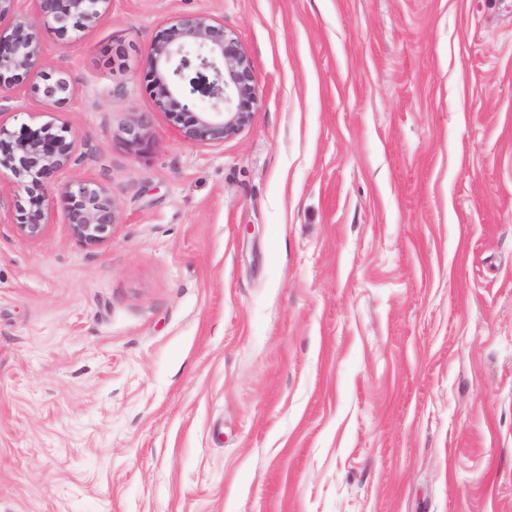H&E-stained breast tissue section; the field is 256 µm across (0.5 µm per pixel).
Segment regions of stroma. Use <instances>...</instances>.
<instances>
[{
	"instance_id": "stroma-1",
	"label": "stroma",
	"mask_w": 512,
	"mask_h": 512,
	"mask_svg": "<svg viewBox=\"0 0 512 512\" xmlns=\"http://www.w3.org/2000/svg\"><path fill=\"white\" fill-rule=\"evenodd\" d=\"M184 14L258 82L220 145L147 87ZM22 18L77 97L16 86L0 126L75 155L35 239L0 170V512H512V0H112L66 47ZM61 189L72 235L86 246H97L110 239L115 211L108 190L94 181H72Z\"/></svg>"
}]
</instances>
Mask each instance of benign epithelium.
Here are the masks:
<instances>
[{"label":"benign epithelium","instance_id":"7a95c632","mask_svg":"<svg viewBox=\"0 0 512 512\" xmlns=\"http://www.w3.org/2000/svg\"><path fill=\"white\" fill-rule=\"evenodd\" d=\"M39 15L60 44L68 45L78 31L91 30L111 11L112 0H36ZM196 55L212 80L204 93L209 103L192 111L194 100L183 85V73ZM44 48L35 29L20 20L6 39L0 38V101L32 79L30 93L51 112L68 106L76 89L62 69L44 71ZM146 77L156 106L180 126L185 139L220 145L251 123L258 101V85L239 40L224 29V21L200 14L180 16L156 35L148 48ZM74 142L65 130L48 122L10 131L0 126V168L9 170L25 186L27 197L16 205V228L34 239L49 221L46 180L69 167ZM66 223L86 246L112 236L115 211L108 190L94 181H72L62 187Z\"/></svg>","mask_w":512,"mask_h":512}]
</instances>
